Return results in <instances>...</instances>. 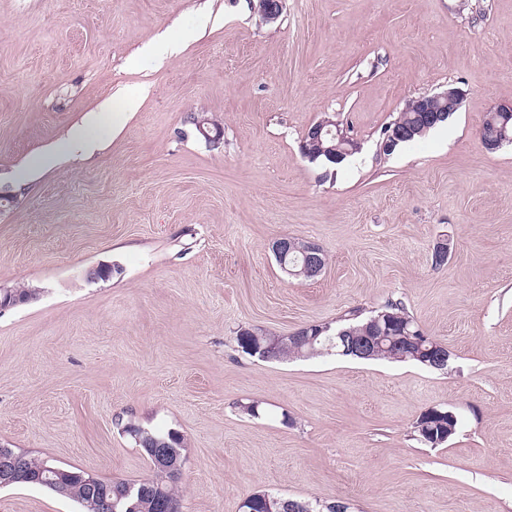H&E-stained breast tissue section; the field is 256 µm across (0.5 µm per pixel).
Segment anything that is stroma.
<instances>
[{"instance_id": "1", "label": "stroma", "mask_w": 512, "mask_h": 512, "mask_svg": "<svg viewBox=\"0 0 512 512\" xmlns=\"http://www.w3.org/2000/svg\"><path fill=\"white\" fill-rule=\"evenodd\" d=\"M462 94L447 124L383 151L405 104ZM140 106L90 155L17 171L103 102ZM512 0H0V447L103 479L147 476L134 426L184 439L182 512L273 492L349 512H512ZM218 121L213 145L188 117ZM330 118L360 146L305 158ZM326 266L284 273L272 241ZM448 241V260L432 262ZM109 264L111 279L89 268ZM399 300L446 369L327 352L265 361L236 332L288 335ZM256 405V415L245 408ZM452 410L446 443L417 440ZM0 512H80L32 486ZM509 112H512L511 102L501 103L486 114L483 129L487 140L499 141L504 135L512 138V115ZM483 129H481L480 138L484 145ZM272 251L276 259L281 262L282 267H284L283 265L286 264L288 258L286 266L293 271H300L303 266V270L308 274L319 275L323 270V250L314 241L283 235L273 241ZM294 252L302 254L304 259L303 265L302 259H296L293 255L288 256ZM429 411H433V413L428 417V419L423 420L426 416V413ZM429 411L425 412L417 421L416 426L414 427V432L416 433V436H418L419 440L423 442L421 426L422 424L427 423L428 429L432 430L435 433L437 431L438 433H440L441 431L448 430L447 433L441 434L439 437H436V439L434 440L435 443H443L447 441L455 433L456 415L453 412L444 409H431ZM457 426L458 419L456 424V430Z\"/></svg>"}]
</instances>
